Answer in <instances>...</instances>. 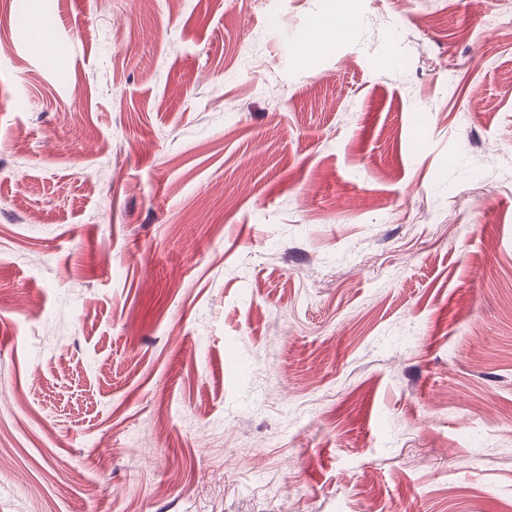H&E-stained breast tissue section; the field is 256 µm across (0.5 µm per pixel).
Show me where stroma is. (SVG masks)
I'll return each mask as SVG.
<instances>
[{
    "mask_svg": "<svg viewBox=\"0 0 512 512\" xmlns=\"http://www.w3.org/2000/svg\"><path fill=\"white\" fill-rule=\"evenodd\" d=\"M495 2L0 0V512H504Z\"/></svg>",
    "mask_w": 512,
    "mask_h": 512,
    "instance_id": "35a3bbf8",
    "label": "stroma"
}]
</instances>
